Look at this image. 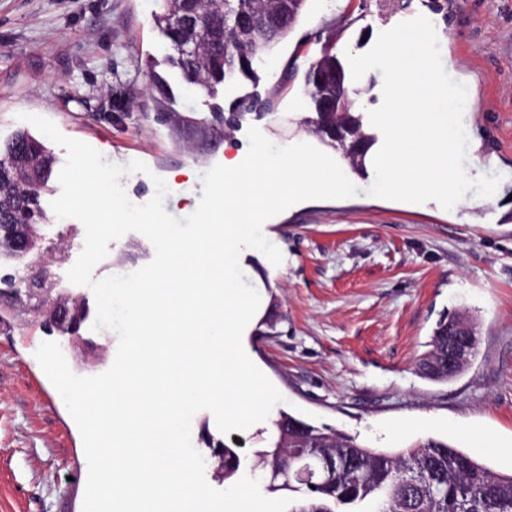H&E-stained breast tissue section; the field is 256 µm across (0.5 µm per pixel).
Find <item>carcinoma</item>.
Segmentation results:
<instances>
[{
	"label": "carcinoma",
	"instance_id": "cac0c4a2",
	"mask_svg": "<svg viewBox=\"0 0 512 512\" xmlns=\"http://www.w3.org/2000/svg\"><path fill=\"white\" fill-rule=\"evenodd\" d=\"M154 22L165 37L171 64L183 81L213 96L218 86L231 80L256 78L255 66L263 61L294 28L298 17L275 11L278 0H207L202 4L206 17L197 31L182 24L186 3L159 0ZM262 16L252 40L237 39L241 19ZM338 86L339 99L333 108L321 103L323 85ZM306 93L316 118L313 132L322 141L339 147L350 157L354 168L364 165L373 137L363 130L362 118L354 110L344 68L335 56L323 54L310 67ZM262 116L273 110L269 98L240 100L233 123L243 111ZM53 158L44 143L21 131L0 147V258L20 256L14 245L10 224H24L31 218L38 224L48 221L42 206L48 192ZM459 314L444 315L432 329L430 350L420 359L419 372L436 382H447L466 371L448 373V325ZM296 417L281 413L275 422L276 436L267 449L258 453L254 467L294 469L314 465L328 458L334 467L314 486L294 480L286 484L270 482V492L288 491L303 500L291 512H512V474L492 471L467 452L445 439L424 437L405 449L393 452L369 448L356 437L302 422L306 431L288 438V448L280 447L283 425Z\"/></svg>",
	"mask_w": 512,
	"mask_h": 512
}]
</instances>
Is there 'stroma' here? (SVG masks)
Here are the masks:
<instances>
[{
	"label": "stroma",
	"instance_id": "35a3bbf8",
	"mask_svg": "<svg viewBox=\"0 0 512 512\" xmlns=\"http://www.w3.org/2000/svg\"><path fill=\"white\" fill-rule=\"evenodd\" d=\"M157 0H0V145L23 114L52 120L105 161L147 164L121 177L129 199L148 202L154 177L170 190L164 207L181 218L202 195L200 176L225 149L247 153L257 127L272 143L307 136L312 109L305 77L323 49L361 55L379 34L422 15L434 26L445 71L467 86L464 127L469 176L501 175L492 200L470 197L455 212L368 196L373 168L348 171L356 196L312 199L270 218L283 255L272 265L242 250L248 285L263 287L264 312L245 339L251 359L285 398L283 411L398 450L434 436L495 472H512V0H307L292 33L259 68L274 114L248 115L235 131L205 133L209 99L183 84L154 24ZM170 87L164 111L154 76ZM45 250L0 261L16 287L53 288L95 311L89 287L68 281L85 239L74 218L50 216ZM94 278L129 274L154 257L130 232L109 243ZM45 305L0 294V512H82L88 471L80 431L35 352L46 341ZM463 310L479 326L461 376L438 383L418 362L443 312ZM93 345H59L72 372L94 376L113 363L118 337L84 323Z\"/></svg>",
	"mask_w": 512,
	"mask_h": 512
}]
</instances>
